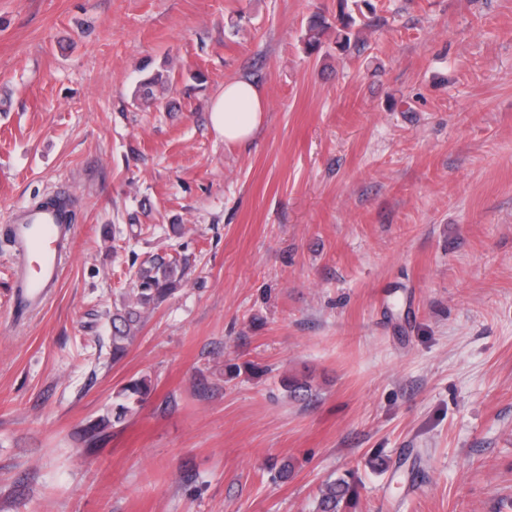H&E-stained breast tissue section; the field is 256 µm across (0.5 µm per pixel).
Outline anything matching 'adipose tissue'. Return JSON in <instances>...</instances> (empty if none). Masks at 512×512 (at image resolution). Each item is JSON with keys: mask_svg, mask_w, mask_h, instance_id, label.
I'll list each match as a JSON object with an SVG mask.
<instances>
[{"mask_svg": "<svg viewBox=\"0 0 512 512\" xmlns=\"http://www.w3.org/2000/svg\"><path fill=\"white\" fill-rule=\"evenodd\" d=\"M266 99L263 92L247 77L225 82L211 101L210 123L225 142H251L259 130Z\"/></svg>", "mask_w": 512, "mask_h": 512, "instance_id": "1", "label": "adipose tissue"}]
</instances>
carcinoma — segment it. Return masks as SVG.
I'll list each match as a JSON object with an SVG mask.
<instances>
[{
    "instance_id": "carcinoma-1",
    "label": "carcinoma",
    "mask_w": 512,
    "mask_h": 512,
    "mask_svg": "<svg viewBox=\"0 0 512 512\" xmlns=\"http://www.w3.org/2000/svg\"><path fill=\"white\" fill-rule=\"evenodd\" d=\"M340 28L336 29V45L345 48L350 45V28L354 18L346 13L338 18ZM326 29L321 18H313L308 26L305 42L309 49L317 50L322 45L321 36ZM165 84L162 75L157 74L139 83L135 96L144 100L154 98V87ZM188 259L155 257L143 264L136 272L137 288L132 295L112 311V336L110 343L112 359L122 358L136 338L148 313L171 297L182 285ZM151 394V381L147 378L130 380L115 396L112 408L106 414L90 422L82 438L87 446L93 447L105 437L109 430L120 425L142 406ZM354 496L352 484L339 478L330 481L320 489L316 512H345Z\"/></svg>"
}]
</instances>
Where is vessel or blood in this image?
<instances>
[{
  "label": "vessel or blood",
  "instance_id": "1",
  "mask_svg": "<svg viewBox=\"0 0 512 512\" xmlns=\"http://www.w3.org/2000/svg\"><path fill=\"white\" fill-rule=\"evenodd\" d=\"M8 221L17 258L12 310L23 316L42 308L58 286L63 253L72 243L74 227L52 207L18 208L10 213Z\"/></svg>",
  "mask_w": 512,
  "mask_h": 512
}]
</instances>
